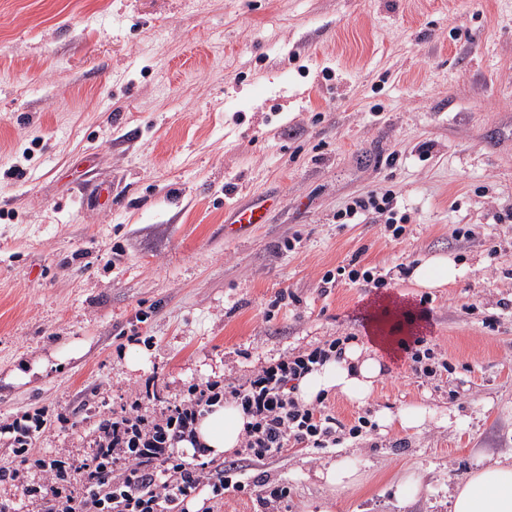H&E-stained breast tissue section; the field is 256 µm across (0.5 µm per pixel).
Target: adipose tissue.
I'll return each instance as SVG.
<instances>
[{"label":"adipose tissue","instance_id":"adipose-tissue-1","mask_svg":"<svg viewBox=\"0 0 512 512\" xmlns=\"http://www.w3.org/2000/svg\"><path fill=\"white\" fill-rule=\"evenodd\" d=\"M385 364L370 345L350 344L341 358L330 360L301 379L297 396L306 403L333 392L345 400L367 404L374 395ZM247 418L233 403L216 405L202 416L195 428L197 439L209 456L233 453L241 444ZM451 426L449 413L424 404L407 405L379 414L383 431L418 433L428 424ZM450 512H512V462L486 458L465 478L457 480L450 495Z\"/></svg>","mask_w":512,"mask_h":512}]
</instances>
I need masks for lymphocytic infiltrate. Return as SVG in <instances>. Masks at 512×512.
I'll use <instances>...</instances> for the list:
<instances>
[{
  "label": "lymphocytic infiltrate",
  "mask_w": 512,
  "mask_h": 512,
  "mask_svg": "<svg viewBox=\"0 0 512 512\" xmlns=\"http://www.w3.org/2000/svg\"><path fill=\"white\" fill-rule=\"evenodd\" d=\"M385 218L394 235H401L392 191L356 199L337 215L343 224L365 213ZM344 342L326 340L305 354L289 355L253 373L244 382L227 385L210 381L190 385L187 399L163 396L153 379L134 386L120 410L101 414L93 431V448L79 463L54 456L32 457L33 439L45 427L42 417L24 416L0 424L10 437L9 449L21 463H33L42 480L22 484L24 497L41 501L43 512H187L188 499L209 491L222 500L226 490L251 493L256 480L238 464L204 460L203 446L193 455L180 450L194 442L195 424L203 411L230 400L248 417L240 452L262 461L296 447L322 448L339 443L340 432L359 437L367 423L344 427L324 409L307 406L295 396L298 382L325 360L341 356Z\"/></svg>",
  "instance_id": "lymphocytic-infiltrate-1"
}]
</instances>
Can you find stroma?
Returning a JSON list of instances; mask_svg holds the SVG:
<instances>
[{"label": "stroma", "mask_w": 512, "mask_h": 512, "mask_svg": "<svg viewBox=\"0 0 512 512\" xmlns=\"http://www.w3.org/2000/svg\"><path fill=\"white\" fill-rule=\"evenodd\" d=\"M381 189L400 237L373 214L337 223ZM261 196L278 200L267 223L226 237L229 206ZM507 211L512 0H0V422L43 413L37 452L82 459L146 378L174 399L372 339L373 398L332 393L327 412L425 403L456 424L223 462L287 483L281 512H449V479L512 453ZM438 255L460 276L418 287L410 269ZM355 257L385 286L321 289ZM417 338L434 376L403 348ZM77 341L63 369L8 382ZM339 458L362 488L316 477ZM409 474L421 487L397 500Z\"/></svg>", "instance_id": "obj_1"}]
</instances>
